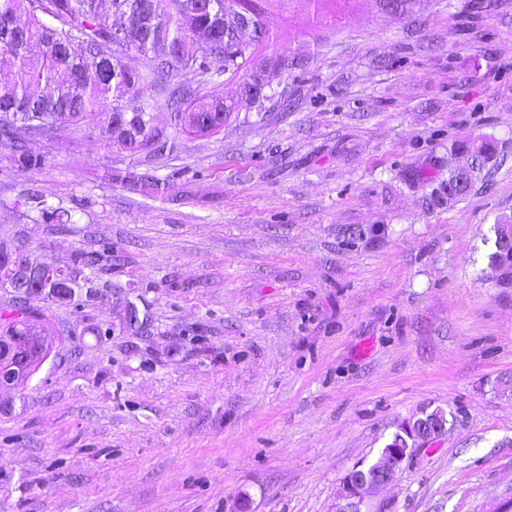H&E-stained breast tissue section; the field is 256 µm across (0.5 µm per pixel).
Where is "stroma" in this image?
<instances>
[{
    "instance_id": "stroma-1",
    "label": "stroma",
    "mask_w": 512,
    "mask_h": 512,
    "mask_svg": "<svg viewBox=\"0 0 512 512\" xmlns=\"http://www.w3.org/2000/svg\"><path fill=\"white\" fill-rule=\"evenodd\" d=\"M266 24L248 72L296 66L263 104L234 95L218 134L156 155L86 124L19 175L0 147V242L121 252L98 299L30 302L58 340L0 391V512H335L347 472L439 407L447 433L372 512H512V287L484 243L512 217V0H271ZM483 139L449 203V163ZM112 182L119 183L132 191L138 192L144 196H158L169 189L170 185L165 179L143 178L132 176L131 174H121L120 172L111 173L109 176ZM25 199L27 200L26 203L35 204L34 208H40L42 215H45L47 219L56 224L58 234L68 235L72 232V229L69 227V224H71V214L68 210L57 208L49 211L48 209L41 208L44 205L41 196L34 192L27 194Z\"/></svg>"
}]
</instances>
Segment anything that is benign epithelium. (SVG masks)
Returning <instances> with one entry per match:
<instances>
[{"label":"benign epithelium","instance_id":"7a95c632","mask_svg":"<svg viewBox=\"0 0 512 512\" xmlns=\"http://www.w3.org/2000/svg\"><path fill=\"white\" fill-rule=\"evenodd\" d=\"M27 344L17 346L18 337L0 332V390L16 389L34 366L48 359L50 337L33 334ZM447 413L437 408L407 420L399 427L398 438L382 449L378 459L366 468L354 467L345 476L336 512H361L367 508L368 494L393 483L412 452L447 431Z\"/></svg>","mask_w":512,"mask_h":512}]
</instances>
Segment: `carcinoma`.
<instances>
[{"instance_id": "carcinoma-1", "label": "carcinoma", "mask_w": 512, "mask_h": 512, "mask_svg": "<svg viewBox=\"0 0 512 512\" xmlns=\"http://www.w3.org/2000/svg\"><path fill=\"white\" fill-rule=\"evenodd\" d=\"M241 11L254 16L257 37L237 41L224 36V25ZM20 14L25 16L22 24L17 22ZM265 34L261 0H212L204 14L198 12L196 0H0V71L12 75L11 81L0 84V147L12 152L18 170L39 168L46 157L29 147L28 132L50 138L62 128L90 122L110 148L149 150L168 139L154 125V105L145 103L131 111L127 106L146 86L165 97L176 132L216 134L231 110L220 93L221 85L242 78L241 89L262 97L263 87L276 74L272 64L265 74L246 75L249 59L263 45ZM131 55L146 61L144 69L127 64ZM115 57L121 60L116 74L112 73ZM190 61L208 73L204 82L213 90L199 94L182 87L178 77ZM110 180L144 196L169 189L163 179L119 172L110 174ZM469 190L466 179L449 168L448 199L461 198ZM25 199L56 224L57 233L72 232L69 211L43 208L41 196L34 192ZM493 247L489 278L496 279L512 245L495 240ZM103 258L98 250L79 249L60 267L62 282H42L35 266L11 280L17 315L1 311L0 328L24 336L38 326L54 335L41 320L20 315L30 288L68 287L75 289L69 299H91L100 274L112 271Z\"/></svg>"}]
</instances>
